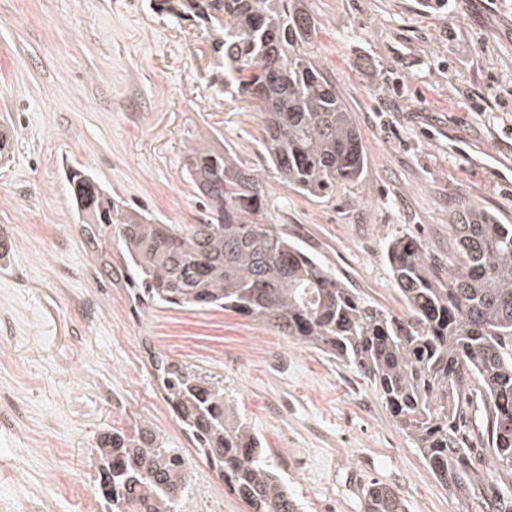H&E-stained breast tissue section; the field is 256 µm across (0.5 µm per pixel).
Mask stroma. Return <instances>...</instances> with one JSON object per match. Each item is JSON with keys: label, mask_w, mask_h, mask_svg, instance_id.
Masks as SVG:
<instances>
[{"label": "stroma", "mask_w": 512, "mask_h": 512, "mask_svg": "<svg viewBox=\"0 0 512 512\" xmlns=\"http://www.w3.org/2000/svg\"><path fill=\"white\" fill-rule=\"evenodd\" d=\"M305 49L349 108L365 177L319 201L280 183L259 150L247 102L209 86V47L149 0H0V398L24 408L0 427V489L52 512L95 502L89 456L111 427L144 420L206 469L158 388L151 356L224 381V394L269 448L304 512H363L379 481L408 512H512V478L456 499L346 365L233 311L141 308L123 283L93 276L63 165L170 224L203 207L186 179L188 149L216 128L270 193L267 221L395 313L405 308L387 243L418 240L447 270L451 226L478 202L512 224V0H307ZM81 269L61 278V266ZM100 295L92 319L80 311ZM146 360L128 368L130 346Z\"/></svg>", "instance_id": "stroma-1"}]
</instances>
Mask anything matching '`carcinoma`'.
Instances as JSON below:
<instances>
[{
    "label": "carcinoma",
    "instance_id": "1",
    "mask_svg": "<svg viewBox=\"0 0 512 512\" xmlns=\"http://www.w3.org/2000/svg\"><path fill=\"white\" fill-rule=\"evenodd\" d=\"M150 8L199 27L212 52L211 86L257 102L258 144L281 183L321 200L363 178L366 157L351 112L303 48L315 30L305 0H150ZM188 156L204 209L197 224H165L114 198L88 172L66 171L100 281L122 280L149 308L242 313L352 368L456 497L512 476V224L476 202L466 205L453 225L445 276L417 240H390L386 256L406 307L398 315L265 223L266 185L216 133ZM153 369L194 447L250 512H299L260 438L224 396L223 380L163 355ZM478 404L473 429L469 413ZM476 437L489 446L486 472L472 465ZM93 456L94 493L106 512L140 504L147 512H181L189 482L178 475L179 449L147 424L108 429ZM364 512H407V505L373 482Z\"/></svg>",
    "mask_w": 512,
    "mask_h": 512
}]
</instances>
